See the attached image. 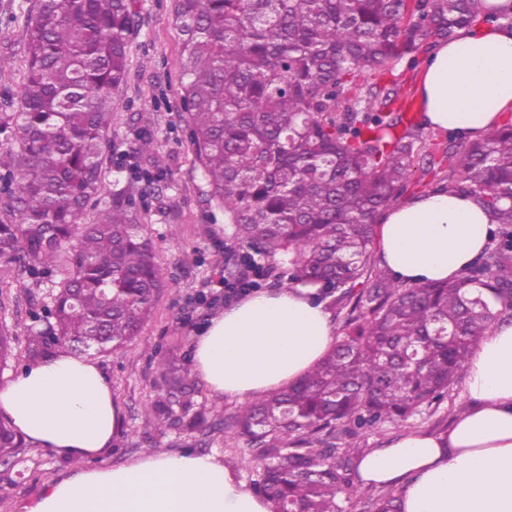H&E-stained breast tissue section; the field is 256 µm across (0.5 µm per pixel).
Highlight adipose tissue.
<instances>
[{
  "label": "adipose tissue",
  "mask_w": 512,
  "mask_h": 512,
  "mask_svg": "<svg viewBox=\"0 0 512 512\" xmlns=\"http://www.w3.org/2000/svg\"><path fill=\"white\" fill-rule=\"evenodd\" d=\"M426 126L477 139L512 112V28L458 30L434 47L418 81ZM492 215L475 198L436 190L391 207L378 229L381 264L411 284L460 275L489 241ZM330 313L310 287L261 292L210 318L193 369L240 401L301 379L331 349ZM467 405L448 431H413L355 462L361 480L395 488L398 512H512V325L482 336L465 365ZM0 411L22 436L89 468L52 480L29 512H271L213 456L163 454L101 464L121 416L93 359L65 348L0 388Z\"/></svg>",
  "instance_id": "obj_1"
}]
</instances>
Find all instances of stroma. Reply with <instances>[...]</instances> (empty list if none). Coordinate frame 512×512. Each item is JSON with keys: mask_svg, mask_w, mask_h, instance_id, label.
Masks as SVG:
<instances>
[{"mask_svg": "<svg viewBox=\"0 0 512 512\" xmlns=\"http://www.w3.org/2000/svg\"><path fill=\"white\" fill-rule=\"evenodd\" d=\"M35 0H0V54L11 56L13 69L0 73V101L16 98L25 65L23 20ZM136 24L128 39L126 78L112 93V150L102 166L107 193H124L140 215L157 263L167 277L150 317L125 347L97 356L112 382L122 423L112 446L101 456L110 466L129 465L149 455L192 451L229 464L237 480L253 487L260 466L246 437L219 430H169L151 425L150 404L160 393V357L176 360L192 371V349L198 329L222 311L224 282L243 275L238 263L242 247L222 205L211 188L189 143L178 92L181 84L182 36L172 0H135ZM155 143L152 156L133 146L139 138ZM154 180L145 192L144 176ZM56 274L0 288V326L13 337L14 359L0 373V387L26 365L31 349L27 326L32 312L51 302ZM463 383L421 414L399 425L359 430L361 451L380 448L411 431L439 433L448 429L460 403ZM85 460L64 457L29 442L9 463H0V512H25L47 481L85 469Z\"/></svg>", "mask_w": 512, "mask_h": 512, "instance_id": "35a3bbf8", "label": "stroma"}]
</instances>
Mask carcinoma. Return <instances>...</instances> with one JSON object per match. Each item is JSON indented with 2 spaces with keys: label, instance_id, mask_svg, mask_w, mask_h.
Listing matches in <instances>:
<instances>
[{
  "label": "carcinoma",
  "instance_id": "obj_1",
  "mask_svg": "<svg viewBox=\"0 0 512 512\" xmlns=\"http://www.w3.org/2000/svg\"><path fill=\"white\" fill-rule=\"evenodd\" d=\"M183 32L184 120L235 238L288 280L323 290L343 315L331 351L293 386L244 404L235 424L262 462L273 512H396L352 480L356 430L399 425L440 400L476 340L512 321V123L469 144L426 143L396 103L401 64L462 28L500 20L475 0H175ZM133 0H38L24 19L18 107L0 113L17 146L0 157V284L38 277L68 254L52 307L28 326L35 361L66 346L115 351L150 315L164 270L123 194L80 223L105 192L112 91L126 76ZM392 80H386V77ZM448 163L444 188L477 197L499 240L457 279L407 285L374 269L375 223L416 171ZM153 426L199 427L197 384L167 357ZM180 408L182 416L175 415ZM25 446L0 417V457Z\"/></svg>",
  "mask_w": 512,
  "mask_h": 512
}]
</instances>
